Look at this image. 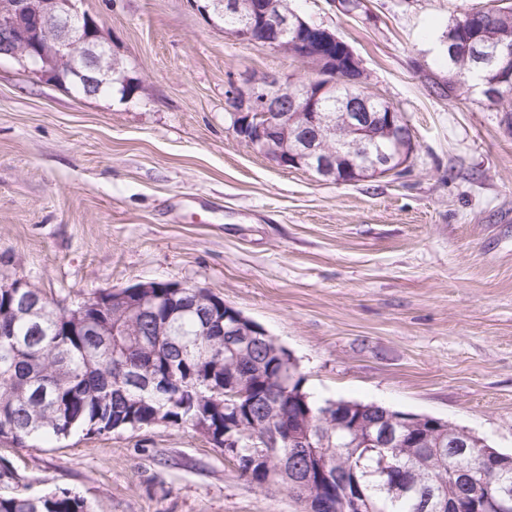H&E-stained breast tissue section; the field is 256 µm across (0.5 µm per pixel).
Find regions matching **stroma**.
<instances>
[{
  "mask_svg": "<svg viewBox=\"0 0 512 512\" xmlns=\"http://www.w3.org/2000/svg\"><path fill=\"white\" fill-rule=\"evenodd\" d=\"M485 0H292L345 40L409 124L398 175L336 183L239 141L228 82L299 78L192 0H82L141 86L85 97L0 59V284L72 306L100 290H210L290 350L318 399L447 420L512 452V124L448 100V23ZM68 489L96 512H304L191 426L0 442V496Z\"/></svg>",
  "mask_w": 512,
  "mask_h": 512,
  "instance_id": "1",
  "label": "stroma"
}]
</instances>
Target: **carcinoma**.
<instances>
[{
	"instance_id": "1",
	"label": "carcinoma",
	"mask_w": 512,
	"mask_h": 512,
	"mask_svg": "<svg viewBox=\"0 0 512 512\" xmlns=\"http://www.w3.org/2000/svg\"><path fill=\"white\" fill-rule=\"evenodd\" d=\"M471 59L460 55L444 83L432 85L443 98L457 96V85L474 75ZM139 89L120 70L112 73L101 94ZM358 94L343 83L322 111L337 114L336 99ZM35 288L19 294L0 288V439L20 448L73 433L108 435L148 427L160 413L176 426L203 422L212 437L224 438V419L261 421L262 401L278 391L284 434L288 415L296 408L311 414V434L324 430L323 416L332 401L315 400L305 390V376L270 355L268 345L253 343L234 354L239 369L250 372L246 395L225 402L224 321L212 317L215 296L202 288L200 296H177L167 288L154 291L145 312L132 318L105 303L77 319L68 308L50 301L39 305L36 318L13 315ZM117 335H112V331ZM331 448L308 442L293 448L257 446L244 440L227 449V458L257 488L281 487L294 493L306 473L328 462L333 490L345 496L358 489L371 512H448L440 488L470 498L481 512H512V495L496 498L497 484L507 463H483L478 449L452 452L434 441L419 442L418 430L406 428L402 446L368 444L346 428H330ZM0 512H92L87 501L69 490L33 496L0 497Z\"/></svg>"
}]
</instances>
